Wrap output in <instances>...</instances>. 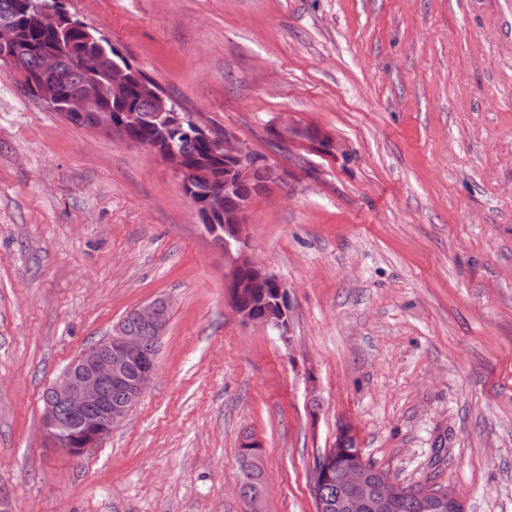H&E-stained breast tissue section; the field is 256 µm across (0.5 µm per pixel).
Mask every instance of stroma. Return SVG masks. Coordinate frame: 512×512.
Masks as SVG:
<instances>
[{
    "instance_id": "1",
    "label": "stroma",
    "mask_w": 512,
    "mask_h": 512,
    "mask_svg": "<svg viewBox=\"0 0 512 512\" xmlns=\"http://www.w3.org/2000/svg\"><path fill=\"white\" fill-rule=\"evenodd\" d=\"M165 93L283 173L252 256L290 341L243 322L224 260L160 157L78 128L0 74V512H316L346 424L404 485L512 512V0H63ZM330 134L280 146V113ZM166 298L159 371L82 455L45 389ZM244 452L245 458L243 461H252L250 463L241 462L239 464V474H238V487L241 495L244 498L247 504V512H263V503H264V485L261 479L262 476V459H255L254 461L250 458L248 452ZM241 458V459H243ZM255 495V496H253ZM253 496V497H249Z\"/></svg>"
}]
</instances>
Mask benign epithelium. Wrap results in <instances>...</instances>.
<instances>
[{
  "instance_id": "7a95c632",
  "label": "benign epithelium",
  "mask_w": 512,
  "mask_h": 512,
  "mask_svg": "<svg viewBox=\"0 0 512 512\" xmlns=\"http://www.w3.org/2000/svg\"><path fill=\"white\" fill-rule=\"evenodd\" d=\"M17 50V35L10 26L0 27V54L12 55ZM57 57L49 53L40 63L39 77L30 78L27 86L34 94L45 100H65L66 111L71 117H84L94 113L97 128L109 131L112 136L126 142V129L135 127L141 120L138 112L111 113L102 109L103 86L89 75L80 89L68 93L56 83ZM153 99L157 104L155 119L158 126L171 128L181 122V117L168 108V99L160 85L138 65L130 62L126 66L112 68V94L120 96L128 90ZM195 135L207 139L214 153L224 157L231 173L224 176V190L210 193L205 202L187 197L196 208L199 217L214 220L224 215V244L219 252L224 256V279L231 305L242 321L250 323L252 318L241 301L259 302L266 310L263 324L280 332V338L290 339L291 302L287 286L264 264L249 253L247 241V214L250 202L235 198L239 183L254 181L258 190L264 192L279 179L276 165L266 161L264 166L254 161L253 153L237 134L226 128L222 131L200 113L193 115ZM272 133L283 144L301 137V128L288 120V113L281 114ZM151 153L163 159L180 179L182 186H191L190 171L174 149L162 143L145 144ZM157 302L150 301L138 307L144 328L149 332L162 333L155 321ZM145 336L125 333L120 327L100 343L86 349L74 359L46 389L43 403V425L49 440L58 448L80 454L97 444L102 438L121 425L128 410L112 406L106 390L113 386L125 387L132 401H140L152 385L157 372L158 360L143 364L135 376H130V364L139 359ZM341 486L340 504L343 512H396L398 501L404 495L399 484L385 478L375 486L369 485L368 466L361 461L339 474ZM411 495L421 503L425 512L434 507L448 506L459 512L462 504L446 488L426 486L416 489Z\"/></svg>"
}]
</instances>
